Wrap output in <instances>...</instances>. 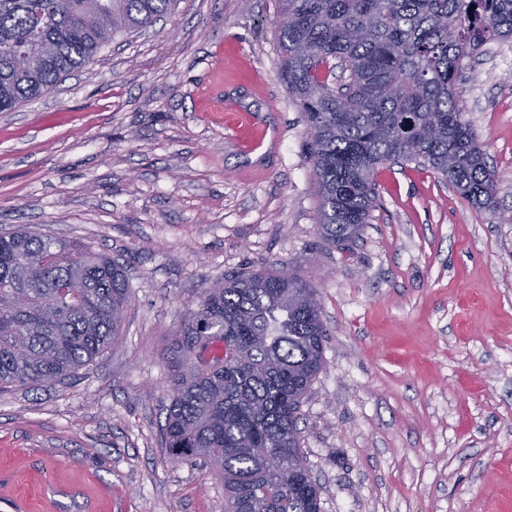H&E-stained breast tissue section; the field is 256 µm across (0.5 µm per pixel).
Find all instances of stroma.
<instances>
[{
    "mask_svg": "<svg viewBox=\"0 0 512 512\" xmlns=\"http://www.w3.org/2000/svg\"><path fill=\"white\" fill-rule=\"evenodd\" d=\"M276 19L277 0H176L0 112V234L90 244L132 294L118 341L77 374L0 393V512L15 496L30 512H224L210 467L162 442L170 335L206 289L272 268L317 288L327 329L298 421L322 512H512V39L456 86L496 208L388 163L341 251L318 231Z\"/></svg>",
    "mask_w": 512,
    "mask_h": 512,
    "instance_id": "1",
    "label": "stroma"
}]
</instances>
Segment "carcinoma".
<instances>
[{
  "label": "carcinoma",
  "mask_w": 512,
  "mask_h": 512,
  "mask_svg": "<svg viewBox=\"0 0 512 512\" xmlns=\"http://www.w3.org/2000/svg\"><path fill=\"white\" fill-rule=\"evenodd\" d=\"M175 0H0V112L52 91L121 33ZM282 79L306 125L319 229L342 247L367 223L375 174L416 162L490 208L495 173L455 98L487 43L512 37V0H278ZM28 56L15 66L19 53ZM348 80H331L336 67ZM131 301L123 268L31 227L0 235V391L51 386L118 340ZM317 290L259 270L208 289L171 336L163 426L174 457L224 482L225 512H320L297 432L325 365Z\"/></svg>",
  "instance_id": "cac0c4a2"
}]
</instances>
